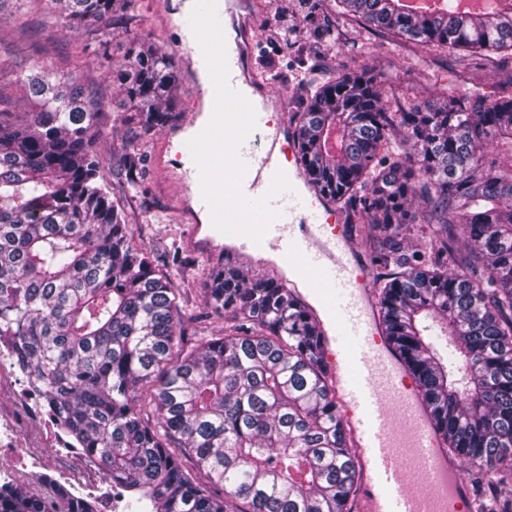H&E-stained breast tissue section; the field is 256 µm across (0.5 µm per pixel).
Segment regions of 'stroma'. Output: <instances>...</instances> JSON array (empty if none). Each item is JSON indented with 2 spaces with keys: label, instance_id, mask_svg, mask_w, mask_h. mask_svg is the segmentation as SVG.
I'll list each match as a JSON object with an SVG mask.
<instances>
[{
  "label": "stroma",
  "instance_id": "obj_1",
  "mask_svg": "<svg viewBox=\"0 0 512 512\" xmlns=\"http://www.w3.org/2000/svg\"><path fill=\"white\" fill-rule=\"evenodd\" d=\"M183 0H139L135 17L113 25L108 41H100L96 28H89L82 40L86 67L80 73L81 83L105 99L119 97L118 83L112 73L124 61V53L132 37H140L155 48L175 54L184 40L178 14ZM259 10L251 18L250 37L266 54L264 65L272 80L271 87L287 92L286 113H273L272 125L282 119H294L301 104L296 94L300 83L321 78L332 71L337 62L350 61L379 72L410 98L433 99L438 86L460 81L477 84L488 92L512 91V62L487 68L477 61L456 62L441 57H426L416 68H409L406 49L388 50L386 39L379 33H368L357 23L339 25L341 35L327 42L318 35L320 29L337 25L327 0H257ZM292 32V42L281 41L283 32ZM72 34L67 26L49 24L41 6H32L23 16L0 13V64L8 72L0 78V111L10 113L12 120L23 119L29 111L23 79L12 73L11 67L19 56H28L56 78L73 69ZM97 149L103 157L101 175L110 186L114 198L126 212L127 235L135 245L152 250L161 272H168L169 257L180 252L191 260V267L173 282L180 295L178 302L189 315L188 331L207 338L231 330L234 322L220 318L206 302V268H221L231 264L225 254L202 255L184 246V236L191 217L183 199V185L174 170H186L188 155L181 142L170 139L168 130H160L145 145L146 167L139 188L127 189L116 173L112 149L128 139L125 124L105 121Z\"/></svg>",
  "mask_w": 512,
  "mask_h": 512
}]
</instances>
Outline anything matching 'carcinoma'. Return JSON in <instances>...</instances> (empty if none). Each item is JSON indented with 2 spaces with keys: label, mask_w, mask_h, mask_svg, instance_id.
Returning <instances> with one entry per match:
<instances>
[{
  "label": "carcinoma",
  "mask_w": 512,
  "mask_h": 512,
  "mask_svg": "<svg viewBox=\"0 0 512 512\" xmlns=\"http://www.w3.org/2000/svg\"><path fill=\"white\" fill-rule=\"evenodd\" d=\"M49 2L48 16L77 35L78 61L85 30L138 0ZM329 2L336 19L385 34L414 60L496 68L512 56V0L431 13L404 0ZM135 43L113 75L119 103L34 70L27 120L0 117V348L128 512H238L241 499L247 512H354L359 465L307 305L281 278L205 271L209 304L239 324L188 347L169 277L129 243L101 176L99 125H131L116 159L136 188L139 143L178 117L173 56ZM302 91L294 138L305 176L367 224L388 340L448 453L493 473L477 485L476 512H512V93L463 81L416 102L346 62ZM145 390L154 426L137 406ZM185 451L220 493L183 474ZM48 486L0 487V512H99Z\"/></svg>",
  "instance_id": "1"
}]
</instances>
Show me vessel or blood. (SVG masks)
<instances>
[{
	"label": "vessel or blood",
	"mask_w": 512,
	"mask_h": 512,
	"mask_svg": "<svg viewBox=\"0 0 512 512\" xmlns=\"http://www.w3.org/2000/svg\"><path fill=\"white\" fill-rule=\"evenodd\" d=\"M229 84L248 94L257 81L244 64L243 45L227 43ZM285 98L253 100L257 125L239 148L247 170L241 188L255 199L276 172L291 188L276 195L278 211L262 242L205 226L200 247L223 243L242 260L275 251L296 277L315 291L327 318L325 347L336 377V397L363 471L355 512H469L471 493L459 461L445 455L441 439L397 351L384 336L369 273L344 230L345 214L307 184L289 125L272 130L269 111Z\"/></svg>",
	"instance_id": "obj_1"
}]
</instances>
